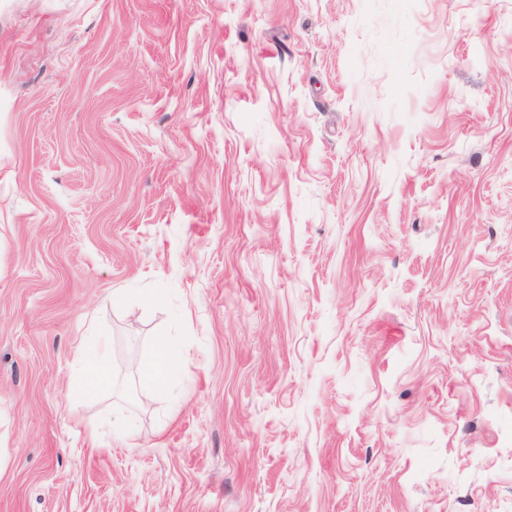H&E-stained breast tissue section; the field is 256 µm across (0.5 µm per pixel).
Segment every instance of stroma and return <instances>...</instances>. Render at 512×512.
<instances>
[{
    "label": "stroma",
    "mask_w": 512,
    "mask_h": 512,
    "mask_svg": "<svg viewBox=\"0 0 512 512\" xmlns=\"http://www.w3.org/2000/svg\"><path fill=\"white\" fill-rule=\"evenodd\" d=\"M0 512H512V0H0ZM184 344L179 339H160L155 343L151 358L140 364L137 371L143 383L157 396L164 395L183 363ZM82 359L89 360L83 376V393L92 394L112 384V365L106 343L90 340L85 345Z\"/></svg>",
    "instance_id": "1"
}]
</instances>
